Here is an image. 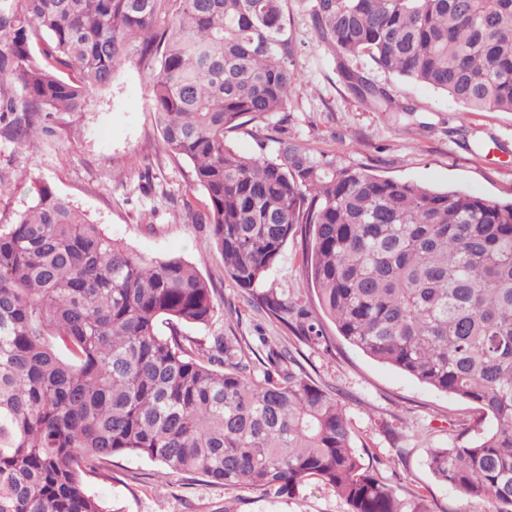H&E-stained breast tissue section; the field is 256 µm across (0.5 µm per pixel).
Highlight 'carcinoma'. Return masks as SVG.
<instances>
[{"instance_id":"carcinoma-1","label":"carcinoma","mask_w":512,"mask_h":512,"mask_svg":"<svg viewBox=\"0 0 512 512\" xmlns=\"http://www.w3.org/2000/svg\"><path fill=\"white\" fill-rule=\"evenodd\" d=\"M290 0H0V139L34 149L84 111L132 53L155 57L151 110L193 166L224 273L301 344L351 346L475 406L434 478L512 512V201L382 177L281 139L244 155L226 134L288 111ZM317 45L369 108L404 112L370 71L512 112V0H309ZM301 238L316 308L255 287ZM215 289L180 257L131 250L48 184L0 225V512H107L83 474L118 455L226 490L293 494L312 479L348 512H430L364 467L346 413L297 350L241 336L204 347Z\"/></svg>"}]
</instances>
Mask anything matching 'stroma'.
<instances>
[{"mask_svg":"<svg viewBox=\"0 0 512 512\" xmlns=\"http://www.w3.org/2000/svg\"><path fill=\"white\" fill-rule=\"evenodd\" d=\"M292 33L298 47L296 92L287 121L270 119L262 136L301 142L337 162L434 189H455L490 201L512 200V112L465 109L438 91L394 74L373 78L414 118L375 112L339 81L332 57L317 47L304 0H291ZM152 62L130 55L110 86L96 91L82 112L54 115V133L24 150L0 141V225L9 224L44 182L131 249L158 258L180 257L215 288L220 306L206 328L186 333L201 342L234 334L255 340L258 312L224 273L221 257L181 206L192 194L193 170L169 154L149 108ZM307 271L296 241H289L262 288L303 289ZM331 351L305 349L302 362L318 383L333 389L343 405L353 445L366 464L402 491L423 493L431 512H491L437 482L427 466L430 449L448 445L453 427L472 422L464 401L421 384L333 336ZM89 490L108 512H347L335 492L313 483L295 495L268 497L250 490L170 473L134 455L113 458L104 474L86 477Z\"/></svg>","mask_w":512,"mask_h":512,"instance_id":"35a3bbf8","label":"stroma"}]
</instances>
